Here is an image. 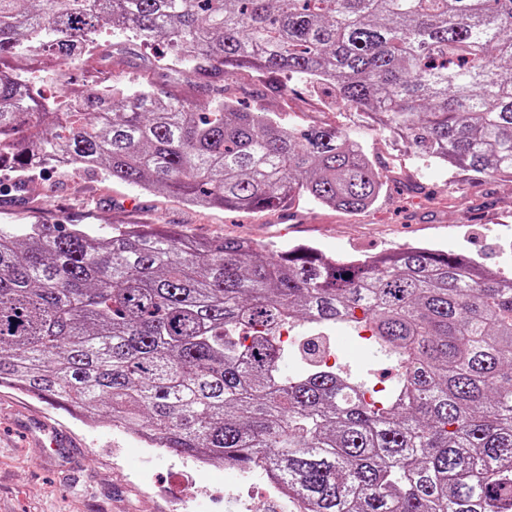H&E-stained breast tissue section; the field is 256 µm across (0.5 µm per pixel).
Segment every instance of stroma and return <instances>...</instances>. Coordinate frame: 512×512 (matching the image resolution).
Segmentation results:
<instances>
[{"mask_svg": "<svg viewBox=\"0 0 512 512\" xmlns=\"http://www.w3.org/2000/svg\"><path fill=\"white\" fill-rule=\"evenodd\" d=\"M68 73L90 87L145 78L138 60L118 57L109 64L75 61ZM225 88L228 97L258 112L277 113L286 125L327 124L350 132L386 176L385 196L357 215L304 198L276 211L245 213L190 207L74 168L28 174V190L17 197L9 190L16 173L0 171V224H90L101 234L116 224H174L198 238L245 237L264 252L309 242L336 258L421 244L512 272L511 182L481 181L452 200L448 194L463 174L394 146L389 134L367 124L357 109L332 104L316 87L242 72ZM326 339L351 374L393 379V369L375 363L344 326L327 328ZM45 415L72 435L70 447L37 444L30 430ZM226 495L223 474L197 472L192 459L166 449L157 456L142 454L111 417L90 428L52 400L0 388V512H229Z\"/></svg>", "mask_w": 512, "mask_h": 512, "instance_id": "1", "label": "stroma"}]
</instances>
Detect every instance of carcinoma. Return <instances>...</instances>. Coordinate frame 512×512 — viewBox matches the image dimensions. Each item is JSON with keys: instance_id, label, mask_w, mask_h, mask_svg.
<instances>
[{"instance_id": "carcinoma-1", "label": "carcinoma", "mask_w": 512, "mask_h": 512, "mask_svg": "<svg viewBox=\"0 0 512 512\" xmlns=\"http://www.w3.org/2000/svg\"><path fill=\"white\" fill-rule=\"evenodd\" d=\"M23 3L0 0V60L129 55L151 79L66 84L58 112L0 68V169L62 156L195 208H371L384 183L362 144L240 108L224 82L245 71L304 78L429 164L512 182V0ZM182 81L208 111L173 92ZM336 324L393 365L383 397L320 363ZM287 325L311 360L299 375ZM0 386L258 468L306 512H512V277L454 251L261 255L159 224H0Z\"/></svg>"}]
</instances>
